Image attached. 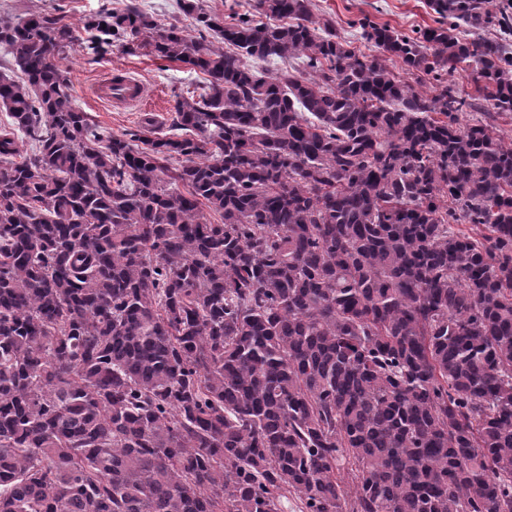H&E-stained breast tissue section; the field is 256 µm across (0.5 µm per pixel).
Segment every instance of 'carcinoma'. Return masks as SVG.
<instances>
[{"label": "carcinoma", "mask_w": 512, "mask_h": 512, "mask_svg": "<svg viewBox=\"0 0 512 512\" xmlns=\"http://www.w3.org/2000/svg\"><path fill=\"white\" fill-rule=\"evenodd\" d=\"M314 8L85 22L206 75L189 138L99 132L71 28L0 18V512H512V15L365 56Z\"/></svg>", "instance_id": "obj_1"}]
</instances>
